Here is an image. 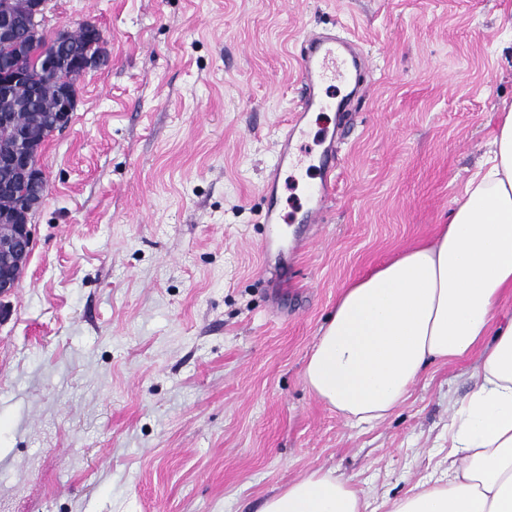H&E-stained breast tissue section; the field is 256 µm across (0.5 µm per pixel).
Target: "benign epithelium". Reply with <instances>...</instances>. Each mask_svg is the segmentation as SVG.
<instances>
[{
    "label": "benign epithelium",
    "instance_id": "1",
    "mask_svg": "<svg viewBox=\"0 0 512 512\" xmlns=\"http://www.w3.org/2000/svg\"><path fill=\"white\" fill-rule=\"evenodd\" d=\"M47 0H33L30 9L24 13L21 19L5 11L3 26L0 27V39L14 44L16 53L9 65H0V96L8 97L17 82L27 77L26 68L23 65L25 42L17 37L18 27L23 26L28 30H36L42 25ZM88 40L96 43L100 48V56L90 57L85 54L76 56L73 59L72 70L81 76L89 70L104 65L103 55L107 54L105 43L101 39L100 29L87 23L84 25ZM57 112L59 125L64 128L68 126L75 104L66 84H58ZM40 152L37 142L22 138L17 141L14 148L0 155V165L19 171L27 175L34 183L46 181V175L39 164L32 163V158ZM44 198L33 196L18 203L11 211L0 213V298H7L15 292L19 272L26 266L33 248V228L29 224L30 215L43 203Z\"/></svg>",
    "mask_w": 512,
    "mask_h": 512
}]
</instances>
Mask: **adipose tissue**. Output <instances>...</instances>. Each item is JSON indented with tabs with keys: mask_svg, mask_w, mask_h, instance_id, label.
<instances>
[{
	"mask_svg": "<svg viewBox=\"0 0 512 512\" xmlns=\"http://www.w3.org/2000/svg\"><path fill=\"white\" fill-rule=\"evenodd\" d=\"M512 290V111L436 239L344 288L305 367L310 390L345 419H385L425 367L478 353L450 406L443 477L389 502L388 512H512V324L496 323ZM258 512H368L332 470L267 496Z\"/></svg>",
	"mask_w": 512,
	"mask_h": 512,
	"instance_id": "1",
	"label": "adipose tissue"
}]
</instances>
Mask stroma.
Returning <instances> with one entry per match:
<instances>
[{
	"label": "stroma",
	"instance_id": "1",
	"mask_svg": "<svg viewBox=\"0 0 512 512\" xmlns=\"http://www.w3.org/2000/svg\"><path fill=\"white\" fill-rule=\"evenodd\" d=\"M92 22L108 67L78 83L39 164L48 195L0 311V512H257L311 469L372 512L440 477L448 403L473 359L427 366L385 420L353 424L303 372L341 290L431 240L512 110V0H49L43 28ZM367 56L369 90L322 88L282 169L305 32ZM321 168L323 169V172L321 175L320 187L316 193L315 206L308 211L304 217V224H318L319 219L331 197L336 166L331 160L329 161L325 159L321 162L320 169Z\"/></svg>",
	"mask_w": 512,
	"mask_h": 512
}]
</instances>
